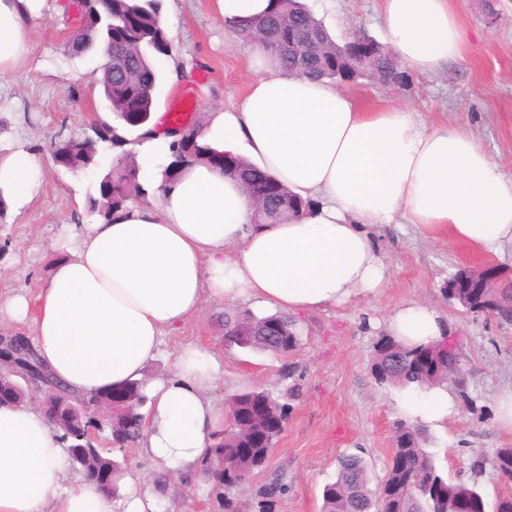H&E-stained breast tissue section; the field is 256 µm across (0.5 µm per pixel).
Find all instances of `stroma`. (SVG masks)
Segmentation results:
<instances>
[{"mask_svg":"<svg viewBox=\"0 0 512 512\" xmlns=\"http://www.w3.org/2000/svg\"><path fill=\"white\" fill-rule=\"evenodd\" d=\"M309 8L343 43L364 34L385 40L382 0H306ZM468 29L461 59L433 74L403 67L395 83L363 79L344 84V91L363 106H398L416 112L426 127L452 124L470 131L512 176V0H456ZM164 27L172 54L163 58L165 77L155 109L164 111L178 96L192 91L199 105L192 124H206L216 110L240 103L258 77L251 66L254 43L224 24L214 0H164ZM78 27L72 11L44 18L32 33L33 62L0 78V151L21 150L45 161L43 186L21 212L0 213V293H35L52 263L68 256L75 243L69 224H92L88 210L95 179L56 166L50 142L58 135L88 136L105 109L93 81L102 62L100 50L75 56L67 43ZM378 243L390 267V281L374 297L314 315L298 317L299 344L284 356L257 354L224 341L221 304L204 303L179 331L165 337L147 376L173 371L179 349L196 343L224 365V381L215 392L222 403L235 394L264 388L287 395L288 423L266 470L237 487L233 495L244 512H255L256 491L275 473H282L288 494L272 512H320L322 489L334 481L337 459L361 455L373 479L383 477L392 446L393 426L402 420L406 390L377 385L370 374L373 344L392 312L407 301L434 305L460 339V365L467 396L456 401V413L441 426H428V448L448 479L476 478L489 512L499 499L512 495V480L493 466L472 476L477 454L493 458L497 449L512 447V431L502 429L496 397L512 386V322L462 311L449 301L444 287L455 271L471 264L472 252L444 239L424 238L411 224L379 229ZM132 468L145 473L149 492L159 493L162 512L178 504L181 512H224L212 491L208 471L190 484L168 480L159 490L155 468L129 446Z\"/></svg>","mask_w":512,"mask_h":512,"instance_id":"1","label":"stroma"}]
</instances>
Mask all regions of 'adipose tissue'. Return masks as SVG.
I'll list each match as a JSON object with an SVG mask.
<instances>
[{
    "label": "adipose tissue",
    "mask_w": 512,
    "mask_h": 512,
    "mask_svg": "<svg viewBox=\"0 0 512 512\" xmlns=\"http://www.w3.org/2000/svg\"><path fill=\"white\" fill-rule=\"evenodd\" d=\"M396 56L429 74L460 58L466 33L454 0H383ZM58 0H0V78L26 66L38 20L63 13ZM242 102L211 114L203 140L270 173L301 199L304 214L256 224L240 182L195 164L162 183L156 135L139 157L153 198L110 221L76 224L77 249L52 268L36 295H0V328L28 335L57 380L76 394L147 380L149 404L137 441L158 470L189 477L224 439L214 392L222 365L189 343L171 376L145 379L165 336L204 302H249L300 314L372 296L390 269L374 228L396 221L445 236L481 255L512 246V178L467 131L426 128L413 112L362 107L332 83L279 68L269 55ZM44 162L19 152L0 158V200L21 211L43 185ZM388 332L408 345L441 341L446 318L410 301ZM447 389L412 394L408 419L439 425L455 410ZM59 432L30 403L0 406V512H158L143 477L120 481L121 499L71 475Z\"/></svg>",
    "instance_id": "ef3b65f1"
}]
</instances>
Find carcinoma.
Wrapping results in <instances>:
<instances>
[{
  "label": "carcinoma",
  "instance_id": "carcinoma-1",
  "mask_svg": "<svg viewBox=\"0 0 512 512\" xmlns=\"http://www.w3.org/2000/svg\"><path fill=\"white\" fill-rule=\"evenodd\" d=\"M112 22L122 26L121 34L112 42V52L123 62V71L112 75V86L100 84L104 98L112 99V112L133 126L140 125L141 114L155 109L157 90L162 81V72L156 60L168 56L167 32L161 15V0H111ZM79 30L74 40L95 34L106 35L105 13L84 8L78 17ZM241 38L253 42L266 50L279 65L290 74L311 80L338 83L345 79L352 60L349 43L340 44L329 33L302 0H274L270 12L249 19L233 27ZM375 64L380 73V83H391L401 78L400 63L396 57L384 50ZM202 128L195 126L191 135L181 136L169 143L171 161L158 166L162 182L173 183L186 165L204 163L213 159L208 145L200 142ZM123 146L125 138L106 122L94 127V136L81 138L83 150L75 160L85 161L88 152L98 148V143ZM141 167L132 157L122 158L113 165L112 184H97L99 195L89 198L90 209L104 220L119 216L130 204V197L145 200L146 189L140 182ZM276 188L274 196L292 201V210L277 217H255V224H279L286 222L309 203L292 194L276 178H271ZM112 194V203L106 210L98 206L100 198ZM493 315L512 322V288L500 289V303ZM252 324L254 342L247 346L252 352L285 355L299 341L296 321L282 313L258 316L250 311L233 310L224 313V332H229L240 323ZM429 353L428 346L407 347L394 337L384 333L373 345L371 374L379 385L392 384L402 389L426 391L450 382L444 373L437 375L423 368ZM0 384L14 387V401L22 402L28 397V388L14 375L0 378ZM65 402L72 405L68 412L60 415L55 423L61 431V439L67 444L70 464L84 475L96 474L108 482V493L119 497L118 480L130 469L124 450L136 442L142 429L143 408L148 397L145 385L139 386L136 398L126 405L118 415L124 428L123 445L107 442L92 443L88 439V428L98 427L96 421L87 417L80 403L89 400L87 395L65 393ZM281 410L282 421L288 420V402L272 396L265 389L240 392L231 399L235 410L252 411L260 415L261 400ZM426 430L406 421L393 426L391 458L382 479L376 488H371L370 470L365 459L358 454H346L338 460L336 480L326 484L322 490V512H449L454 501L465 499L472 512H486V503L479 487L473 481H450L438 470L433 455L426 448ZM240 440L226 441L224 447H216L215 454L224 459L222 471L224 482V512H237L238 503L231 497L236 485L250 479L267 468L270 449L254 448L244 455ZM493 465L502 476L512 480V448L496 451ZM288 493V485L276 477L262 485L258 497L268 503Z\"/></svg>",
  "mask_w": 512,
  "mask_h": 512
}]
</instances>
